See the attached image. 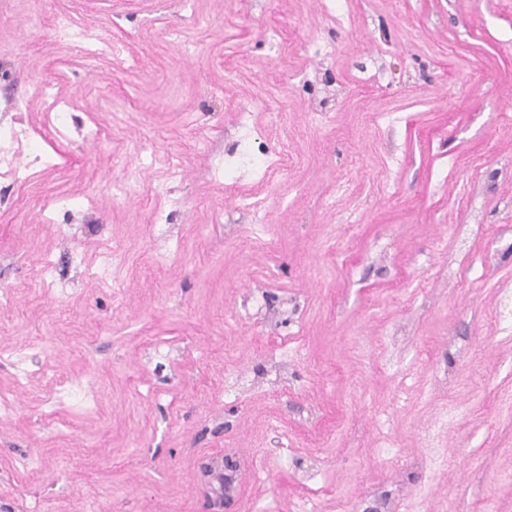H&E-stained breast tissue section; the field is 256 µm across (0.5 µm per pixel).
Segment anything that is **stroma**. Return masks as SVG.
Listing matches in <instances>:
<instances>
[{
	"label": "stroma",
	"instance_id": "obj_1",
	"mask_svg": "<svg viewBox=\"0 0 512 512\" xmlns=\"http://www.w3.org/2000/svg\"><path fill=\"white\" fill-rule=\"evenodd\" d=\"M7 2L0 119L28 113L47 162L0 180V344L31 375L0 419V512H208L203 466L225 455L229 512H512V320L493 315L512 293V0H348L349 26L329 0ZM60 13L87 46L53 36ZM258 99L285 164L224 187L212 168ZM124 157L133 201L110 186ZM83 195L60 226L34 207ZM270 336L276 398L254 373Z\"/></svg>",
	"mask_w": 512,
	"mask_h": 512
}]
</instances>
